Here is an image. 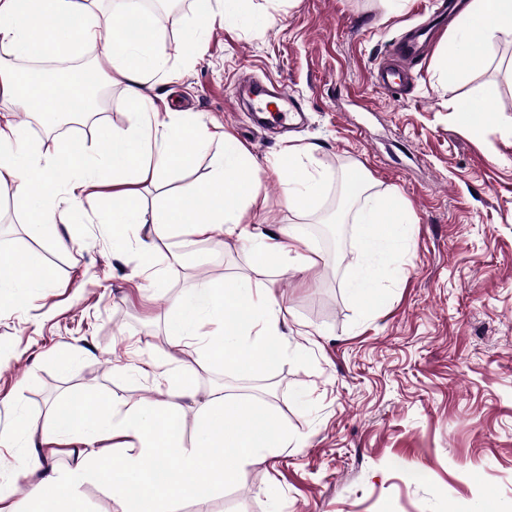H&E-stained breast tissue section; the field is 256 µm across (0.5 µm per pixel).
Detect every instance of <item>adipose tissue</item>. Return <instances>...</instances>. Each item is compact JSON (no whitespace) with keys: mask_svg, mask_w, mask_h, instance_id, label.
I'll return each instance as SVG.
<instances>
[{"mask_svg":"<svg viewBox=\"0 0 512 512\" xmlns=\"http://www.w3.org/2000/svg\"><path fill=\"white\" fill-rule=\"evenodd\" d=\"M196 7L182 61L171 66L149 29L133 36L123 25H102L92 0H0V54L7 60L50 51L70 58L80 45L101 48L111 80L123 84L137 107L128 127L106 132L102 150L69 139L56 141L53 150H42L27 142L11 110L0 111V191L11 190L19 204L30 206L32 237L50 240L63 250L67 243L57 234V224L80 223L84 202L100 188L111 187L112 239L122 244L136 240L140 276L147 288L159 285L157 242L209 240L217 230L248 242L257 266L286 270L297 262L314 267L317 260L310 245L295 229L258 231L255 221L264 206L255 186L258 163L230 134L222 136L210 178L193 192L170 194L161 207L151 210L130 199L132 185L152 184L164 173L189 167L190 145L203 135L188 113L155 112L148 94L152 79L176 83L193 65L216 17L212 0H196ZM499 34L512 35V0H470L443 54L483 64L487 42ZM76 94L75 86H60L52 77L21 85L7 61L0 63V100L7 104L17 102L33 114L57 117ZM273 169L288 173L289 208L308 212L325 188L322 173L293 148ZM405 211L394 195L368 200L364 206L359 220L367 226L361 242L365 262L344 271L356 298L369 295L376 266L401 249ZM51 281L50 269L35 254L14 252L0 270V300L28 301ZM281 313L265 284L203 279L176 300L166 333L196 340L206 356L254 379L281 357ZM164 362L161 356L152 360L153 379L164 386L165 401L135 402L118 413L86 393L50 423L19 418L13 435L0 436V446L7 449L15 448L16 437L26 440L28 454L15 458L17 470L30 481L26 512H82L79 489L91 481L111 488L117 512H172V504L204 488L236 483L262 449L289 446L288 432L273 413L220 390L198 401L195 371L168 373L162 369ZM188 404L196 412V432L186 443L177 414ZM63 445L69 448L70 465L62 471L47 466V459Z\"/></svg>","mask_w":512,"mask_h":512,"instance_id":"1","label":"adipose tissue"}]
</instances>
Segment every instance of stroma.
I'll return each mask as SVG.
<instances>
[{
  "label": "stroma",
  "instance_id": "stroma-1",
  "mask_svg": "<svg viewBox=\"0 0 512 512\" xmlns=\"http://www.w3.org/2000/svg\"><path fill=\"white\" fill-rule=\"evenodd\" d=\"M429 2L243 0L238 20L208 29L183 79L153 93L158 111L193 113L256 158L262 231L323 222L347 201L335 247L318 248L315 268H257L248 244L220 233L180 244L179 265L161 242L163 290L147 296L135 243L113 247L111 188L64 228V251L33 239L24 208L0 195V254L36 252L54 273L30 303L0 308V430L20 415L44 421L78 389L119 405L160 401L133 369L166 353L169 370L199 364L198 400L221 388L271 407L294 440L176 512H512V37L488 42L483 66L449 79L441 57L454 30L440 31L412 65L411 92L389 99L371 69ZM176 3L172 24L153 28L174 62L196 15L194 0ZM245 76L299 97L304 126L279 132L236 105ZM104 91L90 131L66 137L97 148L105 130L128 126L134 105L122 85ZM469 96L485 110L465 124L449 106ZM291 145L313 147L326 177L302 215L286 204L287 172L270 167ZM215 150L195 146L190 168L136 185L135 201L157 207L167 191L205 182ZM353 166L367 184L349 198ZM392 192L407 207L405 246L382 266L375 299L361 302L344 278L363 259L357 215L366 195ZM204 277L272 288L284 316L283 354L265 374L272 392L166 336L173 301Z\"/></svg>",
  "mask_w": 512,
  "mask_h": 512
}]
</instances>
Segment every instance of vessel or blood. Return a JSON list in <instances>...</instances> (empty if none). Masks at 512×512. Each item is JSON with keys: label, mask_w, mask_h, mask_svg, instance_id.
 <instances>
[{"label": "vessel or blood", "mask_w": 512, "mask_h": 512, "mask_svg": "<svg viewBox=\"0 0 512 512\" xmlns=\"http://www.w3.org/2000/svg\"><path fill=\"white\" fill-rule=\"evenodd\" d=\"M459 11L457 0H444L441 10L435 16L434 25L422 24L406 31L391 48L394 65H379L371 75L372 83L392 97L402 96L405 86L412 80V62L423 55L436 32L447 27ZM235 96L237 99L249 101L253 111L269 114L274 122L292 119L303 110L300 100L288 90L273 91L261 83L238 88Z\"/></svg>", "instance_id": "obj_1"}]
</instances>
